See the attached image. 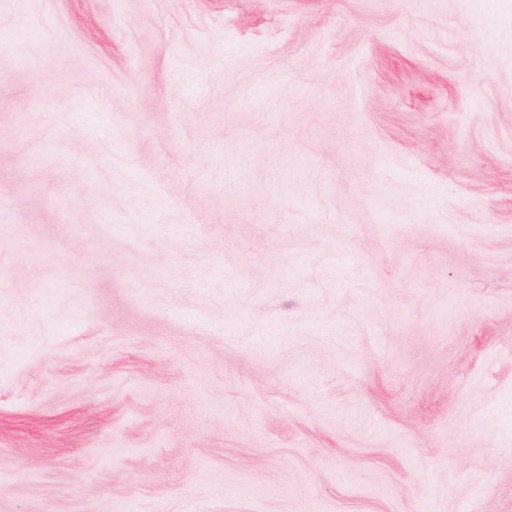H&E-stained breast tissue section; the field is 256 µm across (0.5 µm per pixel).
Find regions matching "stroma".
<instances>
[{"mask_svg":"<svg viewBox=\"0 0 512 512\" xmlns=\"http://www.w3.org/2000/svg\"><path fill=\"white\" fill-rule=\"evenodd\" d=\"M0 512H512V0H0Z\"/></svg>","mask_w":512,"mask_h":512,"instance_id":"35a3bbf8","label":"stroma"}]
</instances>
